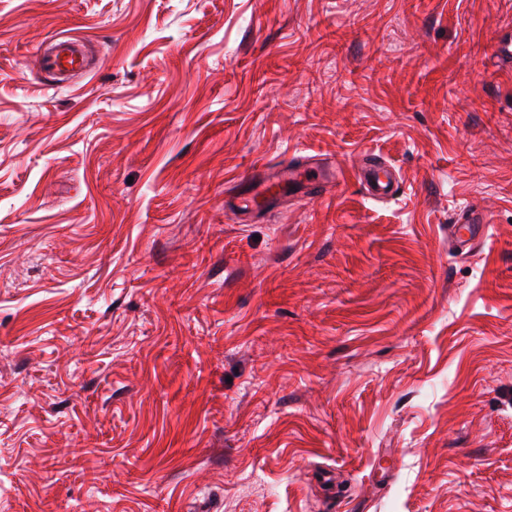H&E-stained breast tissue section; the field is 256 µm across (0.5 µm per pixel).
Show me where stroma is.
<instances>
[{"mask_svg": "<svg viewBox=\"0 0 512 512\" xmlns=\"http://www.w3.org/2000/svg\"><path fill=\"white\" fill-rule=\"evenodd\" d=\"M508 34L512 0H0V512H512ZM61 35L94 70L40 74ZM480 224H485L482 214L473 209L463 210L456 224H449L450 236L460 253H469L476 247L483 233Z\"/></svg>", "mask_w": 512, "mask_h": 512, "instance_id": "1", "label": "stroma"}]
</instances>
